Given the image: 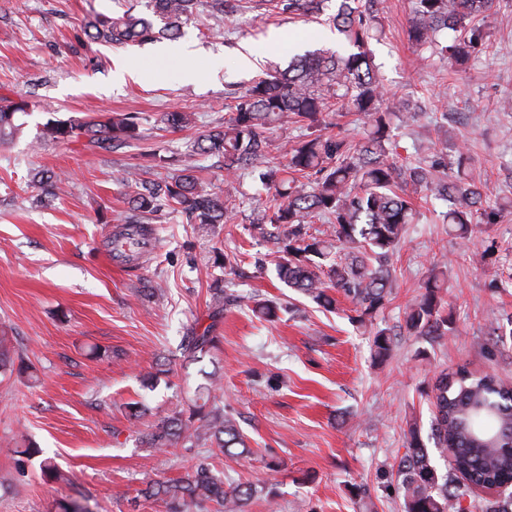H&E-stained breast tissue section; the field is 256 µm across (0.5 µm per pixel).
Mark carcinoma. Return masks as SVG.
Wrapping results in <instances>:
<instances>
[{"label":"carcinoma","mask_w":512,"mask_h":512,"mask_svg":"<svg viewBox=\"0 0 512 512\" xmlns=\"http://www.w3.org/2000/svg\"><path fill=\"white\" fill-rule=\"evenodd\" d=\"M198 0H148V12L134 6L112 16L96 14L84 22L93 43L125 48L160 40H177L184 34ZM266 12L278 16L319 14L326 0H263ZM494 0H412L408 41L418 52L428 51L448 58L457 72L473 54L489 48L484 18ZM339 35L336 49L306 53L283 71L270 70L251 79L228 105L224 127L199 136L191 146L193 155L222 159L224 176L230 178L246 166H262L260 180L274 189L261 222L249 227L251 234L274 240L281 253L277 275L288 287L315 304L330 309L334 289L352 305L351 322L372 323L389 302L390 270L387 263L400 248L406 225L417 211L401 182L419 186L448 202V223L458 238L467 240L471 226L492 224L512 202L483 208L485 185L470 164L467 148L460 146L446 166L411 164L398 168L390 161L394 117L411 112L401 102L385 103L383 84L374 57L367 49L373 36L374 15L361 9L359 0H340L332 18ZM458 36L441 41L444 31ZM28 105L0 97V138L19 129L15 116ZM357 112L368 120L363 141L322 132L335 113ZM291 116L311 133L288 152L281 164L269 157L264 133L284 116ZM194 113H165L161 121L172 128L193 122ZM86 136L97 145L114 146L140 137L137 117L114 112L104 121L50 119L40 138L68 141ZM61 175L42 170L33 177L36 201L55 196ZM127 189L129 210L151 213L161 206L177 205L189 224H222L231 195L211 193L191 174V167L176 177L145 179L128 170L119 179ZM312 218L334 225V238L324 239L308 231ZM143 239L140 226L129 223L112 238L113 249L127 256L122 245L135 247ZM353 245L357 252L341 257L335 242ZM445 270L433 266L420 285V293L405 313V329L411 336L429 342L451 330V315L442 306L440 290ZM212 327L189 337L185 358L218 346ZM375 358L383 361L392 351V339L383 330L374 334ZM220 377H212L206 391L193 403L161 417L148 435V444L165 450L179 443L187 449L217 448L229 460L250 453L236 420L224 412ZM434 406L428 438L442 457H449L450 472L442 475L431 458L421 430L412 424L406 434L405 452L399 458L396 476L403 491V512H468L462 504L472 486L512 482V385L491 375H478L460 366L440 372L431 386ZM20 465L40 458L41 474L48 481L61 479L57 462L38 448L12 450ZM265 487L253 484L224 485V477L204 459L186 476L175 481L150 480L141 496L160 499L168 512H245V505ZM477 512H512V492L483 498L471 504ZM57 512H93L88 500L62 499Z\"/></svg>","instance_id":"cac0c4a2"}]
</instances>
